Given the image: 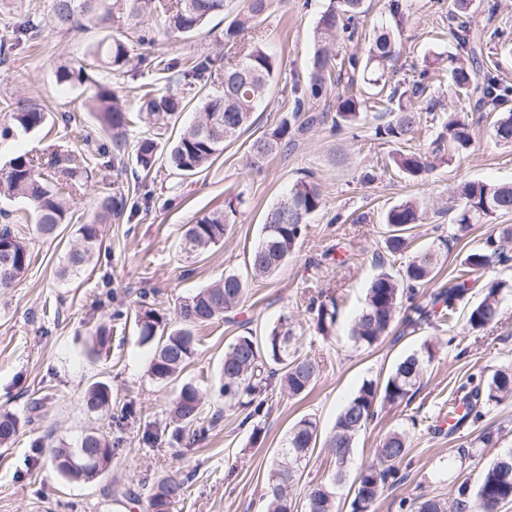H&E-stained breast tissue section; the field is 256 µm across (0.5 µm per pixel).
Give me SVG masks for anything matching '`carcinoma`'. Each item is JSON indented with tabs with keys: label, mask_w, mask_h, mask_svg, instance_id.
<instances>
[{
	"label": "carcinoma",
	"mask_w": 512,
	"mask_h": 512,
	"mask_svg": "<svg viewBox=\"0 0 512 512\" xmlns=\"http://www.w3.org/2000/svg\"><path fill=\"white\" fill-rule=\"evenodd\" d=\"M231 0H51L50 23L60 33L77 37L95 28L102 37L91 45L92 53L103 64L108 76L125 73L134 44L146 45L156 37L191 38L211 20L225 15ZM284 0H238L231 20L224 24L218 42L230 51L185 61L181 58L143 56L140 62L153 67L161 89L147 88L141 95L138 112H130L125 100L112 82L89 79L84 66L71 62L60 64L56 82L63 86L84 88L88 111L94 114L104 138L87 135L83 152L69 153L59 144L62 133L70 128L72 116L57 114L53 125L49 115L38 105L19 98L10 109L11 124L0 127V143L17 133L45 132L52 137L47 150L40 154L16 155L0 169V198L24 199L35 234L45 241L61 242L72 230L73 239L63 250L57 275L67 282L89 272L90 265L102 249L101 225L118 223L128 210V196L120 192H102L96 197L94 214L83 224L72 223L73 192L91 177L95 167H112L118 171L133 168L134 193L145 191V176L155 169L160 159L159 139L177 115L193 107L196 119L178 129L168 140L166 161L172 173L188 179L210 167L224 153V146L237 140L250 126L252 114L268 97L275 81L278 63L274 53L259 35L263 17ZM473 0H448L449 33L455 41L456 53L450 56L448 81L455 93L474 102L483 119L490 122L491 136L503 145L512 144V85L499 78L496 66L483 59L481 47L470 34ZM392 23H381L363 56L352 53L337 59L333 40L340 35L351 41L359 34L364 16V0H326L313 31V53L308 61L307 81L292 89V102L284 110L275 128L256 137L247 148L246 165L261 169L268 158L280 153L293 141L294 135L319 120L317 107L328 91L341 84L353 87L358 79L376 88L372 96L351 91L336 97V116L332 128L338 132L356 127L363 119L377 120L375 136L398 146L390 155L392 167L412 180H421L435 167L436 161L459 155L471 143V124L456 113L436 112L437 75L431 63L414 69L406 86L388 82L389 70L399 54L395 29L404 20L403 0H387ZM42 28V20L29 15L11 26V34L0 37V63L6 62L24 38ZM201 91L195 103L181 95L183 89ZM418 100L425 107L416 109ZM146 126L134 151L127 152L125 132L135 122ZM427 122L437 126L430 149L419 153L401 148L412 141ZM457 236L466 235L474 224H488L500 215L512 212V185L483 181H464L450 193ZM288 213L275 205L266 217L262 239L250 258L254 276H268L293 257L306 232L308 219L321 210L323 197L318 185L309 179L296 180L288 189ZM241 198L224 200V208L208 212L187 226L183 251L198 257L224 242L231 218L237 213ZM428 203L422 198H408L385 213L384 245L391 255L408 249L413 231L422 223ZM512 261V230L489 234L483 245L470 251L462 268L448 278V283L430 294L421 289L435 278L437 256L416 254L406 266L403 276L380 271L370 282L365 304L349 330L356 348H370L389 335L396 326L417 331L422 326L436 328L457 319L459 310L467 309L468 331L479 334L500 317V296L512 287L503 280L487 279L490 264ZM30 263L29 247L23 227L5 224L0 228V289H9L26 273ZM481 287L480 302L466 307L464 300L475 287ZM247 295V278L227 272L224 278L181 297L175 304L174 321L168 323L156 303L142 298L135 312L138 342L152 349L147 373L164 387L177 381L191 362L197 345L195 331L218 321L233 322L232 313L240 309ZM341 299L331 291H322L309 299L306 312L310 327L322 335H330L335 327ZM299 336L292 318L283 315L261 336L252 332L235 338L224 355L218 396L234 404L246 414L242 424L252 426L251 438L258 441L263 427L258 418L265 414L269 402L277 395L292 398L307 395L320 376L322 365L316 355L301 352ZM433 353L430 346L404 357L384 378L367 379L343 405L335 425L323 442L333 457L336 469L328 479L308 486L302 505L289 496L288 489L307 468L320 439L318 423L305 416L288 430L278 450V460L269 472L265 495L267 512H336V487L345 481L348 463L358 434L373 421L377 408L410 403L427 373ZM512 397V368H499L492 374L480 370L465 375L448 401L458 409L456 427L482 421L489 408ZM202 395L198 387L185 382L168 402L172 422L171 436L176 441L185 433L196 435L202 420ZM89 412H108L112 393L108 385L96 382L83 398ZM18 418L0 413V447L14 440ZM110 441L95 431L84 433L74 443L60 440L52 452L54 466L61 477L73 481L95 480L91 470H68L59 461L62 448H108ZM409 453L406 435L393 431L382 440L381 448L354 479L351 512H373L374 505L386 488L406 478L401 466ZM187 482L165 478L149 489L150 512H170L184 499ZM512 502V449L497 455L485 471L477 490L461 484L457 496L449 503L437 497L420 496L414 501L416 512H498L501 505Z\"/></svg>",
	"instance_id": "carcinoma-1"
}]
</instances>
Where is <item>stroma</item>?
<instances>
[{"mask_svg": "<svg viewBox=\"0 0 512 512\" xmlns=\"http://www.w3.org/2000/svg\"><path fill=\"white\" fill-rule=\"evenodd\" d=\"M496 2V11L490 13L483 0H476L471 33L498 62L500 78L512 85V55L501 53L496 40L501 32L512 37V0ZM404 4L400 54L393 66V78L400 82L410 80L414 67L426 58L434 60L436 68H446L454 50L448 38V0ZM324 5L325 0H286L266 15L261 31L277 53L279 68L250 128L210 168L187 180L177 181L160 170L148 186V203L139 204L131 220L103 225L105 248L92 274L68 283L59 280V247L29 237L28 270L14 288L0 291V411L15 413L22 421L11 447L0 448V512H143L137 497L144 484L173 474L188 477L189 483L185 500L172 512H265L262 495L268 471L289 427L309 416L321 433H329L341 407L364 380L387 374L400 357L426 343L434 358L411 402L379 409L376 420L355 440L349 463L353 475L373 459L385 434H407L406 478L381 496L375 512H412L409 500L422 493L453 500L461 482L477 486L492 459L512 448V398L494 406L479 425L451 435L432 428L447 413L448 398L466 371L512 366V293L504 294L500 321L487 340L470 345L463 355L446 342L447 335H467L461 321L445 332L425 328L402 338L390 335L370 349L354 348L348 340L351 320L377 272L375 258L383 247L381 218L388 209L410 197L444 206L452 188L467 180L512 184V146L491 139L472 103L449 86L441 87L442 111L467 114L473 139L452 163L437 164L421 180L384 170L392 146L375 136L374 122L360 126L352 136L331 132L328 120L336 104L332 93L322 105L324 123L298 134L295 145L270 157L263 170L246 166L249 143L278 124L284 97L307 80L311 34ZM98 36L92 30L73 39L43 27L18 46L9 63L0 65V101L25 98L51 113H74L77 122L63 144L77 149L80 135L96 131L97 123L83 107L81 88L59 86L54 71L62 60L96 67L87 48ZM367 168L377 173L370 184L360 181ZM306 175L318 183L323 207L310 218L288 264L269 277L249 276L241 308L248 327L220 322L199 331L195 355L182 378L201 391L202 415L211 425L193 441L175 442L165 412L172 390L150 379V347L138 343L133 326H120L107 348L90 356L96 327L113 310L135 307L142 295L169 314L178 298L213 284L225 272L246 274L267 213ZM231 194L241 195L243 203L223 244L187 258L182 251L187 225L223 207ZM359 214L366 215V223H353ZM510 226L512 214L474 225L468 238L448 247L444 240L453 231L451 216L429 215L416 228L410 251L387 258L386 268L401 271L413 251L428 249L439 255L438 280L446 282L485 235ZM321 288L336 289L343 297L330 336L303 332L304 350L315 351L322 360L321 376L305 398H277L261 420V440L252 441L250 427L241 423L242 411L215 394L224 353L244 329L263 335L286 313L305 321L303 301ZM97 381L111 389L110 414L82 407L87 388ZM34 400L39 409L32 414L28 407ZM413 415L421 426H411ZM91 428L119 442L107 476L99 482L62 478L50 462L52 444ZM148 430L157 436L151 445L141 441ZM485 432L493 433L492 445L481 443Z\"/></svg>", "mask_w": 512, "mask_h": 512, "instance_id": "35a3bbf8", "label": "stroma"}]
</instances>
